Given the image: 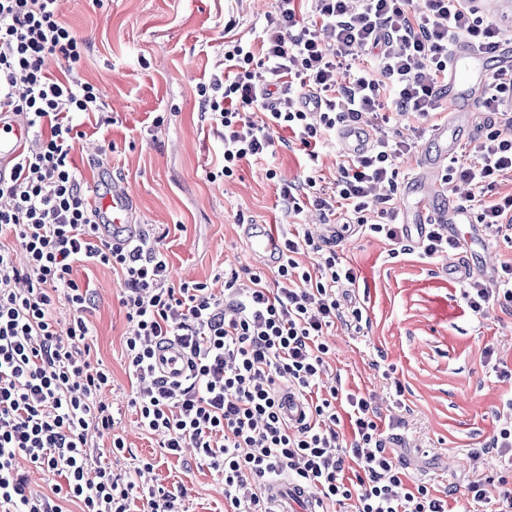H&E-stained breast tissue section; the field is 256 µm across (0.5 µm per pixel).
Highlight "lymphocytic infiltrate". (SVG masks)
Returning a JSON list of instances; mask_svg holds the SVG:
<instances>
[{"label": "lymphocytic infiltrate", "instance_id": "1", "mask_svg": "<svg viewBox=\"0 0 512 512\" xmlns=\"http://www.w3.org/2000/svg\"><path fill=\"white\" fill-rule=\"evenodd\" d=\"M57 2L0 0V105L24 113L35 136L12 178L0 181V512H68L71 503L81 512H181L179 494L139 485L153 460L116 475L94 452L92 434L109 438L116 456L125 441L100 399L111 374L90 359L91 298L72 277L83 260L121 275L130 405L141 426L161 435L168 455L195 449L224 485V512H270L261 484L283 474L325 507L350 501L355 512H449L427 486H406L366 397L338 387L319 394L325 329L358 331L363 321L345 292L358 273L335 250L307 234L283 236L276 287L260 269H233L218 296L204 283H171L162 239L149 231L121 249L100 239L70 154L83 137L78 118L104 112L106 102L77 72L88 46L59 18ZM265 20L260 43L225 42L223 71L197 87L200 118L224 143L220 175L281 146L317 160L339 125L361 122L377 132L372 148L344 157L328 185L318 186L312 172L304 185L280 184L283 215L293 224L312 208L326 227L347 219L403 243L406 229L383 190L411 145L391 119L437 122L450 51L494 48L498 25L478 0H423L419 11L412 0H276ZM51 56L64 63V80L48 77ZM481 106L499 122L443 181L464 184V204L505 237L512 194L490 200L486 192L512 171V77L492 76ZM305 251L315 257L310 272L295 259ZM464 297L477 314L511 308L512 262L502 264L498 287L468 278ZM60 300L72 311L63 336L53 314ZM164 345L186 356L179 379L159 374ZM288 390L306 408L295 424L282 412ZM21 458L56 476L50 493L30 492Z\"/></svg>", "mask_w": 512, "mask_h": 512}]
</instances>
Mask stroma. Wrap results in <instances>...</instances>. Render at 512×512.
<instances>
[{
    "label": "stroma",
    "instance_id": "obj_1",
    "mask_svg": "<svg viewBox=\"0 0 512 512\" xmlns=\"http://www.w3.org/2000/svg\"><path fill=\"white\" fill-rule=\"evenodd\" d=\"M273 6L274 0L58 2L60 19L88 44L79 74L102 91L112 118L101 127L82 120L74 164L85 189H92L98 169L91 158L103 151L113 177L132 190L143 229L165 233L173 283L204 282L222 294L224 270L259 265L247 225L284 231L266 171L296 180L298 159L281 149L243 165L232 178L209 180L222 145L201 121L196 93L224 60L228 18H237L238 35L255 38ZM335 250L359 271L350 296L368 323L357 333L339 326L326 331L325 386L339 382L372 397L382 422H393L394 433L406 440L395 456L414 482L447 495L450 512H494L501 474L494 460L473 464L470 451L484 446L512 400V312L472 313L462 281L449 276L444 259L422 258L418 248L395 254L378 236L347 233ZM72 277L93 299L92 355L112 372L101 398L119 408L116 430L129 451L113 458V473H123L130 456L154 459L149 487L183 491L184 512H224L215 472L164 457L160 436L141 430L129 404L123 347L129 323L118 298L119 276L80 261ZM496 363L510 376L493 372ZM474 481L484 485L482 500L468 492Z\"/></svg>",
    "mask_w": 512,
    "mask_h": 512
}]
</instances>
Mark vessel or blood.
I'll list each match as a JSON object with an SVG mask.
<instances>
[{"label":"vessel or blood","mask_w":512,"mask_h":512,"mask_svg":"<svg viewBox=\"0 0 512 512\" xmlns=\"http://www.w3.org/2000/svg\"><path fill=\"white\" fill-rule=\"evenodd\" d=\"M484 53L459 47L448 66V91L450 98H457L465 90H476L485 85L490 71ZM462 113H454L448 121L437 126L433 138L439 145V155L424 161L423 175H430L438 169L443 160L457 149L463 128ZM30 132L24 116L15 114L10 108L0 109V172H10L23 154ZM343 154L359 156L370 148V136L359 125L348 123L342 126L336 136ZM91 205L101 218L100 236L112 246H120L133 238L140 229L141 218L134 204V197L125 183L116 181L108 190L94 189ZM403 222L408 234L422 236L428 225L445 224L456 227L473 224L471 211L461 205H445L432 208L423 204L415 208H404ZM181 355L177 349L167 346L159 353L158 367L162 377L172 379L181 372ZM265 494L273 506V512H317L316 499L306 489L283 481L269 482Z\"/></svg>","instance_id":"obj_1"}]
</instances>
